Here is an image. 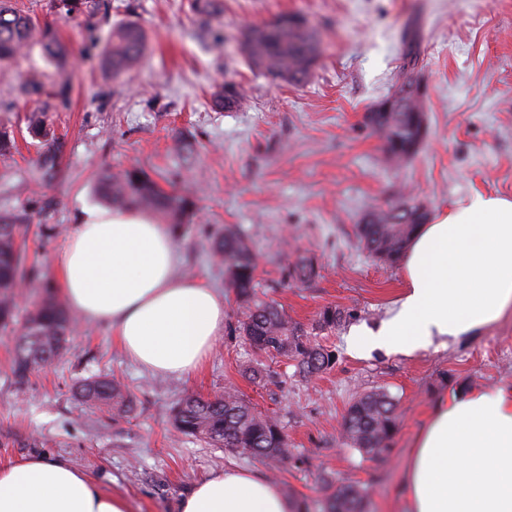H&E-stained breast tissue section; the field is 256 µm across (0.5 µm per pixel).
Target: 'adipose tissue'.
<instances>
[{
  "instance_id": "ef3b65f1",
  "label": "adipose tissue",
  "mask_w": 512,
  "mask_h": 512,
  "mask_svg": "<svg viewBox=\"0 0 512 512\" xmlns=\"http://www.w3.org/2000/svg\"><path fill=\"white\" fill-rule=\"evenodd\" d=\"M174 235L139 212L84 209L54 256L55 286L105 325L136 363L197 374L224 334V296L177 279ZM404 290L361 345L409 355L473 336L512 314V197L475 195L418 225L402 257ZM408 512H512V387L461 389L435 400L403 474ZM180 512H290L269 482L227 469L199 481ZM0 512H130L62 459L0 465Z\"/></svg>"
}]
</instances>
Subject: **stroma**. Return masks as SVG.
Returning <instances> with one entry per match:
<instances>
[{
  "label": "stroma",
  "instance_id": "35a3bbf8",
  "mask_svg": "<svg viewBox=\"0 0 512 512\" xmlns=\"http://www.w3.org/2000/svg\"><path fill=\"white\" fill-rule=\"evenodd\" d=\"M203 20L191 0H111L109 18L65 17L50 0H18L70 47L57 68L40 47L0 67V130L16 141L0 157V215L30 228L27 262L55 279L53 256L83 208L98 206L104 171L137 166L167 190L199 196L192 224L176 238L175 274L224 294V334L205 370L158 377L134 364L104 325L77 320L67 351L16 383L10 334L0 332V463L32 455L64 459L97 485L126 497L131 512H178L199 480L228 467L256 472L294 504L315 512L343 482L370 484L368 512H406L397 491L412 440L432 399L457 388L512 384V315L477 336L433 344L411 355L356 353L351 333L385 320L403 290L400 265H383L357 238L365 212L403 191L437 214L475 194L512 197V0H222ZM299 13L315 26L321 54L294 84L254 72L234 47L216 49L210 31L232 37L251 25ZM133 20L149 50L131 72L113 76L87 54L90 37ZM428 85L427 137L418 154L389 165L364 122L386 97L403 63L404 34ZM35 77L46 92L28 93ZM246 98L227 111L215 103L224 80ZM41 117L62 144L59 174L43 181L42 146L27 127ZM188 151L175 150L176 141ZM243 232L257 258L261 299L279 305L312 341L334 355L326 372L300 376L292 360L254 351L234 329L240 318L215 235ZM315 259L320 276L301 285L288 276L295 255ZM344 310L336 329L317 327L326 307ZM262 365L272 378L244 377ZM121 381L134 406L123 417L84 403L85 380ZM279 421L290 452L276 465L176 434L173 407L185 393L211 397L227 387ZM374 390L397 402L398 429L386 459L363 455L342 435L351 402Z\"/></svg>",
  "mask_w": 512,
  "mask_h": 512
}]
</instances>
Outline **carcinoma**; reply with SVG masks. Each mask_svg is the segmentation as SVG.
Here are the masks:
<instances>
[{
    "instance_id": "carcinoma-1",
    "label": "carcinoma",
    "mask_w": 512,
    "mask_h": 512,
    "mask_svg": "<svg viewBox=\"0 0 512 512\" xmlns=\"http://www.w3.org/2000/svg\"><path fill=\"white\" fill-rule=\"evenodd\" d=\"M104 0H52L51 8L66 16H96ZM240 50L254 69L274 78L298 83L303 81L320 55V46L304 19L282 14L275 21L241 32ZM38 44L55 60L69 56L67 45L50 29L37 24L13 0H0V64L15 58L23 49ZM148 51L145 30L127 21L112 27L103 61L120 75L139 64ZM419 58L408 49L393 91L395 106L389 112L374 105L365 115V123L382 140L386 159L400 164L420 147V114L428 111V97L420 94L417 79ZM243 92L235 81L227 80L216 102L226 110L243 103ZM32 139L44 147L40 168L46 180L57 173L59 144L43 122L28 126ZM100 199L119 209H138L167 215L176 229L190 223L196 211L195 196L189 192L167 191L144 170L133 167L103 174L96 186ZM427 211L410 196L401 195L384 208L368 211L360 218L358 239L373 259L395 264L403 253L416 226L425 223ZM22 225L0 217V330L13 334L10 370L19 384L31 374L52 363L67 349L73 319L51 287L39 282L35 267L25 265L19 243ZM213 254L224 262L229 284L234 288L243 315L238 327L254 350L272 357L291 358L299 372L313 376L329 369L334 360L331 351L310 341L307 332L292 325L285 312L273 302L256 295L257 261L246 238L225 230L213 245ZM288 276L301 284L314 281L318 268L312 257L301 255L291 263ZM38 283L30 309L21 322L16 320L14 293L22 285ZM343 312L327 307L319 315V328L332 330ZM80 397L91 405L104 407L120 415L133 405L125 386L114 378H95L79 389ZM397 403L385 392H372L356 398L348 407L343 436L353 447L367 455L382 457L390 452L397 430ZM174 429L232 452L274 462L288 456V436L274 419L258 412L234 388L214 398L186 395L171 415ZM370 499L367 485L343 483L326 499L319 512H366Z\"/></svg>"
}]
</instances>
